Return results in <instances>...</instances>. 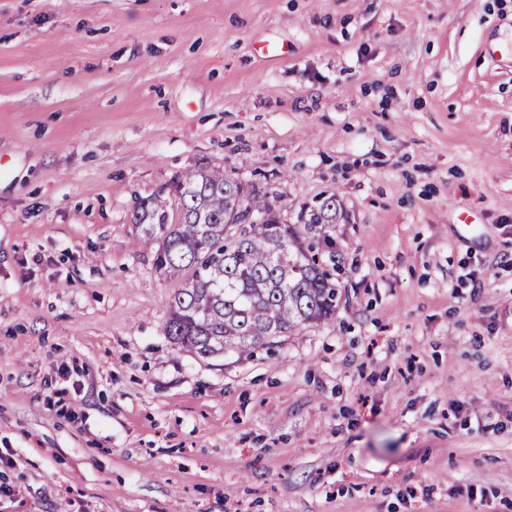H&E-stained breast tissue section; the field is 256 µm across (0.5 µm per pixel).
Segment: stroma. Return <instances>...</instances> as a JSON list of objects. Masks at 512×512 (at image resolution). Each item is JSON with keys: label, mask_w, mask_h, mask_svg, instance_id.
Listing matches in <instances>:
<instances>
[{"label": "stroma", "mask_w": 512, "mask_h": 512, "mask_svg": "<svg viewBox=\"0 0 512 512\" xmlns=\"http://www.w3.org/2000/svg\"><path fill=\"white\" fill-rule=\"evenodd\" d=\"M512 0H0V512H512ZM336 195L332 320L202 359L141 203Z\"/></svg>", "instance_id": "1"}]
</instances>
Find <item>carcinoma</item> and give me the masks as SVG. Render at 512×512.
I'll return each instance as SVG.
<instances>
[{"instance_id":"carcinoma-1","label":"carcinoma","mask_w":512,"mask_h":512,"mask_svg":"<svg viewBox=\"0 0 512 512\" xmlns=\"http://www.w3.org/2000/svg\"><path fill=\"white\" fill-rule=\"evenodd\" d=\"M181 221L170 223L166 194ZM280 196L248 187L220 169L177 175L135 215L142 242H159L156 269L183 278L165 322L172 344L200 358L251 355L336 312L339 268L327 224L345 217L336 195L301 213V226L281 223ZM330 249L329 270L319 250Z\"/></svg>"}]
</instances>
